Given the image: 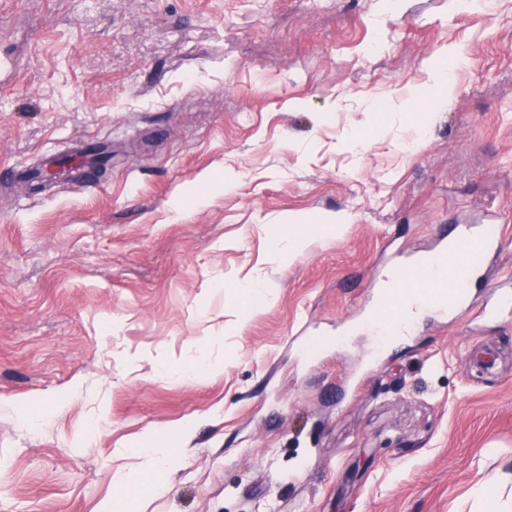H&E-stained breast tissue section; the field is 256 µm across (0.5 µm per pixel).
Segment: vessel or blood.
<instances>
[{
  "label": "vessel or blood",
  "mask_w": 512,
  "mask_h": 512,
  "mask_svg": "<svg viewBox=\"0 0 512 512\" xmlns=\"http://www.w3.org/2000/svg\"><path fill=\"white\" fill-rule=\"evenodd\" d=\"M497 224H457L450 235L440 236L437 246L430 250L425 263L412 258L391 263L382 273L392 294L399 300L391 309L376 307L371 315L374 327L382 335L411 334L417 324L407 294L419 284L445 283V291L422 300L421 305L442 312H451L467 301L472 280L486 272V264L500 242ZM493 302L483 304L478 317L488 318L512 309V290L496 288Z\"/></svg>",
  "instance_id": "vessel-or-blood-1"
}]
</instances>
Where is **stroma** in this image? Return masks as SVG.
Listing matches in <instances>:
<instances>
[{
	"mask_svg": "<svg viewBox=\"0 0 512 512\" xmlns=\"http://www.w3.org/2000/svg\"><path fill=\"white\" fill-rule=\"evenodd\" d=\"M0 57V512H99L149 440L132 512H512V318L366 325L448 224L512 277V0H0ZM66 164V166H63V163L53 158L45 160L42 164L41 179L45 182H52L64 176H69L75 171L88 172L91 165V156L80 154L78 157H69ZM137 453L142 458L141 475H161L171 460L169 448H138Z\"/></svg>",
	"mask_w": 512,
	"mask_h": 512,
	"instance_id": "obj_1",
	"label": "stroma"
}]
</instances>
